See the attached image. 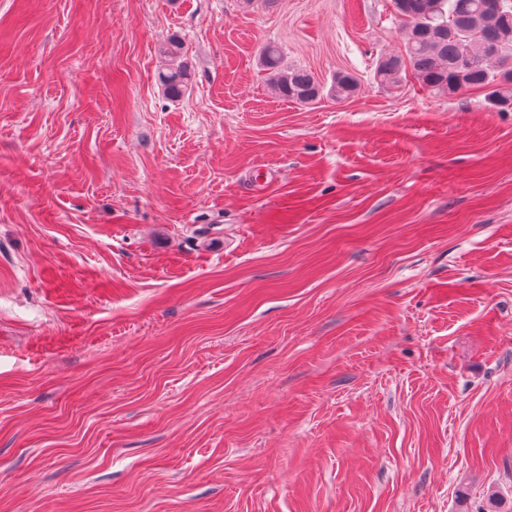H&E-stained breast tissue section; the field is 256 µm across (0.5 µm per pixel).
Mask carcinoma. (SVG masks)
Returning <instances> with one entry per match:
<instances>
[{"instance_id": "1", "label": "carcinoma", "mask_w": 512, "mask_h": 512, "mask_svg": "<svg viewBox=\"0 0 512 512\" xmlns=\"http://www.w3.org/2000/svg\"><path fill=\"white\" fill-rule=\"evenodd\" d=\"M393 16L407 32L404 54L380 57L374 80L388 87L409 69L434 92L454 95L467 89L486 90V102L500 112L512 110V68L505 67L512 55V18L488 5V0H391ZM503 52L501 68L486 57L488 46ZM166 60L158 80L172 98L182 96L189 71L180 58L184 46L172 37L162 47ZM262 66L270 72L275 94L292 102L310 104L328 93L345 99L358 88L350 73H338L330 89L309 71L282 66V51L266 44L260 54Z\"/></svg>"}]
</instances>
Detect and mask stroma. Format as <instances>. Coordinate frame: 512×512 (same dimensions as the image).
Returning <instances> with one entry per match:
<instances>
[{
    "instance_id": "1",
    "label": "stroma",
    "mask_w": 512,
    "mask_h": 512,
    "mask_svg": "<svg viewBox=\"0 0 512 512\" xmlns=\"http://www.w3.org/2000/svg\"><path fill=\"white\" fill-rule=\"evenodd\" d=\"M268 43L356 93L277 97ZM404 43L390 0H0V512H512V112L378 86ZM161 55L167 63L159 70L158 80L168 96L178 98L187 89L190 77L184 62L178 61L184 55L183 43L177 37L170 38Z\"/></svg>"
}]
</instances>
